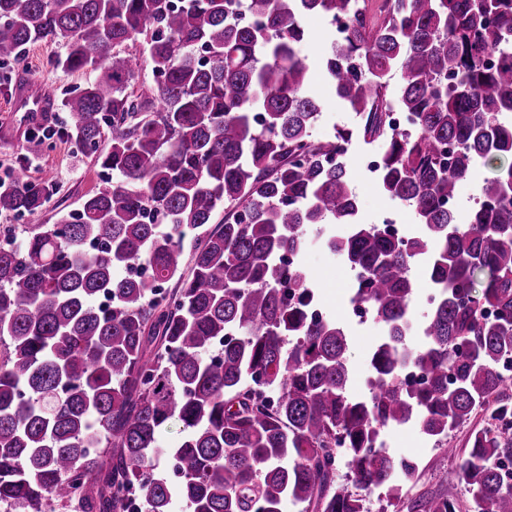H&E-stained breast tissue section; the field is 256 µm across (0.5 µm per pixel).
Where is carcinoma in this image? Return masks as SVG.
Masks as SVG:
<instances>
[{"label":"carcinoma","instance_id":"obj_1","mask_svg":"<svg viewBox=\"0 0 512 512\" xmlns=\"http://www.w3.org/2000/svg\"><path fill=\"white\" fill-rule=\"evenodd\" d=\"M381 12L375 23L354 0H0V64L64 40L54 67L98 72L57 109L111 176L77 213L0 247V505L128 512L137 494L144 512L176 500L367 512L360 491L384 490L393 512H461L447 490L401 500L419 466L385 432L414 425L451 453L450 433L483 409L491 426L470 435L458 480L469 512H512V0H384ZM310 13L344 21L320 68L358 118L321 140L299 55ZM140 39L141 55L123 50ZM393 108L410 131L389 126ZM355 140L379 143L378 188L415 217L406 237L361 222ZM480 166L494 174L462 222L449 202ZM55 191L19 168L0 212L34 215ZM313 225L354 272L350 304L381 329L360 398L347 324L312 314ZM132 261L151 282L124 275ZM416 265L434 296L415 326ZM408 365L424 373L417 388ZM171 421L177 482L153 463ZM342 461L350 486L336 479Z\"/></svg>","mask_w":512,"mask_h":512}]
</instances>
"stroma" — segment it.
Listing matches in <instances>:
<instances>
[{"label":"stroma","instance_id":"stroma-1","mask_svg":"<svg viewBox=\"0 0 512 512\" xmlns=\"http://www.w3.org/2000/svg\"><path fill=\"white\" fill-rule=\"evenodd\" d=\"M304 27L308 33L300 48L301 57L309 64L312 73V88L324 100L325 107L312 129L314 138L320 139L333 133L334 129L355 126L357 120L335 98L332 89L319 69L320 60L330 47V31L327 20L319 15H307ZM66 44L62 41L36 43L29 47L23 65L30 79L44 90L63 96L70 88L93 79V72L69 73L51 67V59L63 56ZM10 82L8 69L0 68V175L13 168L26 167L29 176L52 178L58 187L57 194L38 215L25 216L0 214V229L23 228L25 224H53L66 213L80 207L84 198L106 182V177L93 158L80 153L66 133V115L62 112L48 113L45 123L55 134L50 145H38L31 127L21 124L20 117L8 110L6 86ZM372 146L355 144L350 148V180L360 203V213L365 223L380 224L390 214H397L405 228H412L413 215L401 208L399 202L383 196L377 182L364 167L365 156L371 154ZM305 268L311 281L319 291V303L326 316L345 319L349 322L350 391L362 396L363 381L368 375L367 356L374 340L380 335L379 328L370 321L351 319L348 300L354 283L353 272L339 256L332 254L324 245L316 229H309L305 252ZM485 416L475 413L465 426L456 430L451 445L455 456H445L434 443L412 425L392 428L386 435L393 452L415 460L420 465V474L415 485L409 487V496L416 497L438 492L436 474L440 470L459 471L469 446L470 431L483 427Z\"/></svg>","mask_w":512,"mask_h":512}]
</instances>
